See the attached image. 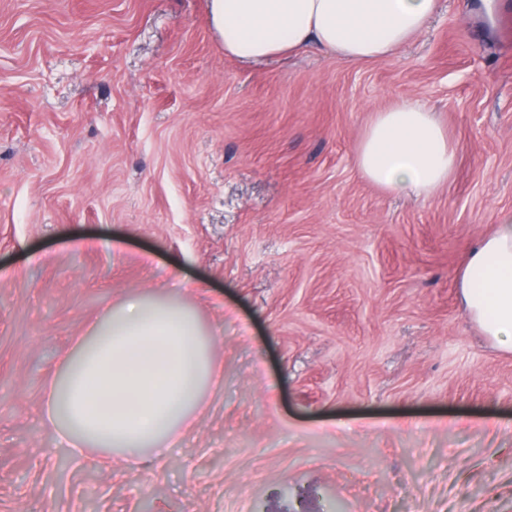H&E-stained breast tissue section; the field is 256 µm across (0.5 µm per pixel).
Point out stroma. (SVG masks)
I'll return each mask as SVG.
<instances>
[{
  "mask_svg": "<svg viewBox=\"0 0 512 512\" xmlns=\"http://www.w3.org/2000/svg\"><path fill=\"white\" fill-rule=\"evenodd\" d=\"M459 149L365 181L375 110ZM512 213V0H440L371 63L225 56L208 0H0V512H512V353L457 271ZM182 285L217 342L183 440L99 465L46 422L100 314ZM355 157L371 184L425 199L451 181L458 150L431 107L404 98L375 111L356 143Z\"/></svg>",
  "mask_w": 512,
  "mask_h": 512,
  "instance_id": "stroma-1",
  "label": "stroma"
}]
</instances>
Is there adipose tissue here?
Here are the masks:
<instances>
[{
	"mask_svg": "<svg viewBox=\"0 0 512 512\" xmlns=\"http://www.w3.org/2000/svg\"><path fill=\"white\" fill-rule=\"evenodd\" d=\"M439 0H210L224 53L287 56L314 45L359 63L392 56L421 35ZM362 176L392 193L428 198L448 185L458 150L437 113L404 98L377 110L355 147ZM464 309L512 350V218L471 249L458 274ZM212 336L165 288L109 306L49 383L47 421L69 444L133 464L173 446L214 383Z\"/></svg>",
	"mask_w": 512,
	"mask_h": 512,
	"instance_id": "1",
	"label": "adipose tissue"
}]
</instances>
